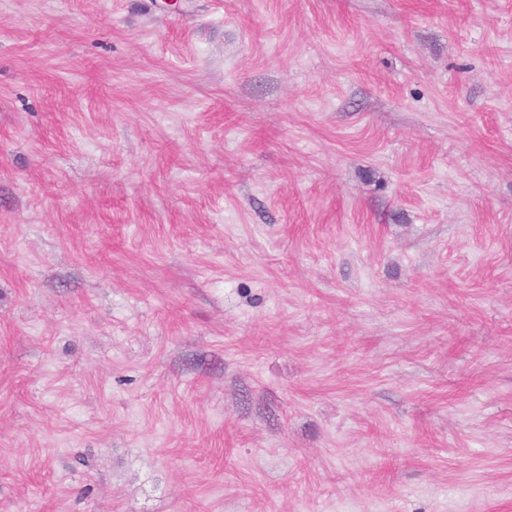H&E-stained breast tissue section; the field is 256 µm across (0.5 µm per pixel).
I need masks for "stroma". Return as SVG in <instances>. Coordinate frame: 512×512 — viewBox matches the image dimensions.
<instances>
[{
  "label": "stroma",
  "instance_id": "obj_1",
  "mask_svg": "<svg viewBox=\"0 0 512 512\" xmlns=\"http://www.w3.org/2000/svg\"><path fill=\"white\" fill-rule=\"evenodd\" d=\"M0 512H512V0H0Z\"/></svg>",
  "mask_w": 512,
  "mask_h": 512
}]
</instances>
